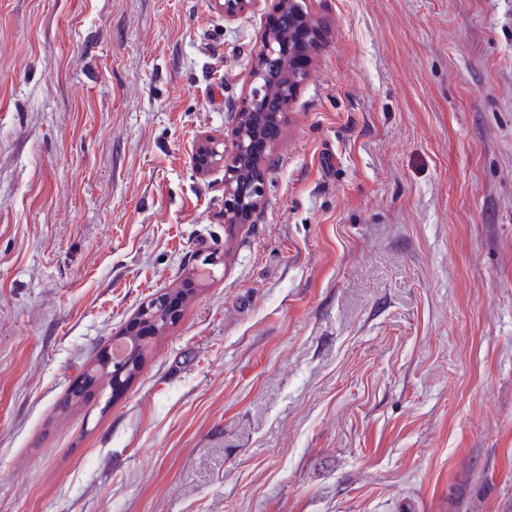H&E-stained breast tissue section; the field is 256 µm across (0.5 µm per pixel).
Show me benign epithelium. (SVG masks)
<instances>
[{"instance_id":"obj_1","label":"benign epithelium","mask_w":512,"mask_h":512,"mask_svg":"<svg viewBox=\"0 0 512 512\" xmlns=\"http://www.w3.org/2000/svg\"><path fill=\"white\" fill-rule=\"evenodd\" d=\"M224 17L253 11L261 0H216ZM277 10L288 15V30L265 31L251 70V89L236 115L231 136L205 137L192 156L195 170L224 171V223L246 224L266 200V159L257 151L266 131L284 121L288 107L308 72L294 65L296 44L315 46L318 22L306 0H277Z\"/></svg>"}]
</instances>
